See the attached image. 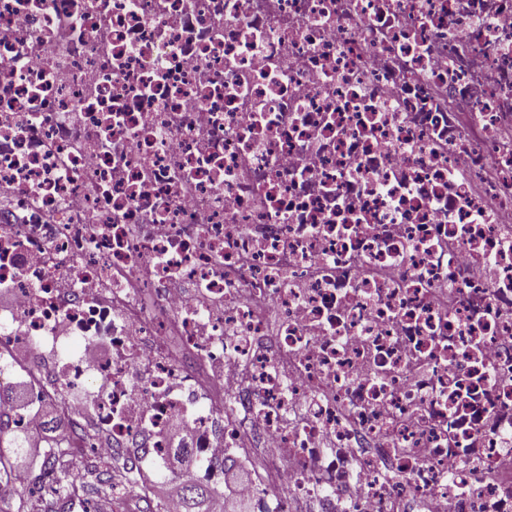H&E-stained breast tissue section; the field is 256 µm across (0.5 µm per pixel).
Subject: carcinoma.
I'll return each mask as SVG.
<instances>
[{"instance_id":"cac0c4a2","label":"carcinoma","mask_w":512,"mask_h":512,"mask_svg":"<svg viewBox=\"0 0 512 512\" xmlns=\"http://www.w3.org/2000/svg\"><path fill=\"white\" fill-rule=\"evenodd\" d=\"M31 452L24 437L0 414V484L12 486L18 497L16 502L0 497V512H68L72 500L83 499L92 493L103 503L111 504L112 474L102 473L92 483L73 479L67 468L69 447L65 445V436L61 435L43 451L44 470L53 474L58 483L57 497L41 501L37 509L30 506L20 464ZM183 484L181 512H210V503L216 493L190 479L184 480Z\"/></svg>"}]
</instances>
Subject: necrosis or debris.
Segmentation results:
<instances>
[{"label": "necrosis or debris", "mask_w": 512, "mask_h": 512, "mask_svg": "<svg viewBox=\"0 0 512 512\" xmlns=\"http://www.w3.org/2000/svg\"><path fill=\"white\" fill-rule=\"evenodd\" d=\"M0 412L252 512H512V0H0ZM253 466L230 468L224 477V512H250L249 502L238 496V486L250 482L255 475Z\"/></svg>", "instance_id": "1"}]
</instances>
